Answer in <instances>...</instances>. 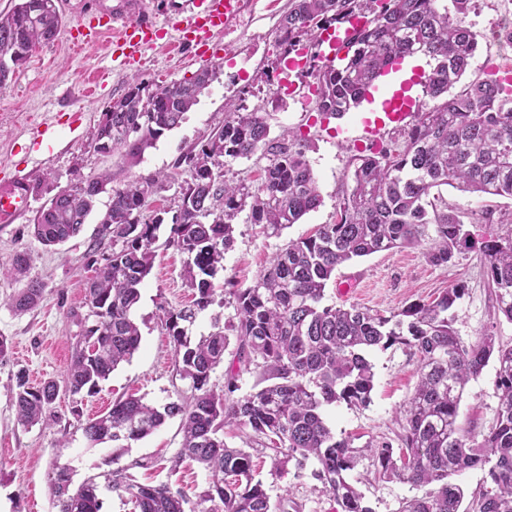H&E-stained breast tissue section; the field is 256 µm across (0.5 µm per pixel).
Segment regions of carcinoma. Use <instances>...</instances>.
I'll return each instance as SVG.
<instances>
[{"label": "carcinoma", "mask_w": 512, "mask_h": 512, "mask_svg": "<svg viewBox=\"0 0 512 512\" xmlns=\"http://www.w3.org/2000/svg\"><path fill=\"white\" fill-rule=\"evenodd\" d=\"M472 0H292L279 25L278 45L287 53L297 43L318 41L320 31L347 16L367 22L346 41L338 63L309 61L315 98L323 120L341 118L356 108L386 67L405 56L423 54L434 61L425 76L426 95L437 101L421 108L411 123L398 129L403 147H380L354 156L352 169L336 204V222L292 239L280 248L246 288L226 293L234 303L230 322L236 357L256 373L259 389L241 396L238 374L227 373L224 385L212 374L224 363L230 339L220 328L195 340L189 333L200 313L215 302L214 279L224 268V253L234 243L241 215L258 224L267 237L279 238L317 207L320 194L306 155V138L288 128L271 135L272 113L248 110L239 97L224 113L199 150L182 155L184 168L178 221L170 224L164 246L184 255V276L194 291L179 309L161 307L159 321L170 337L174 371L186 382L180 399L155 405L130 395L105 413L82 423L89 446L113 442L122 448L149 436L172 417H181L180 448L170 472L186 461L206 473L199 495L200 512H286L283 501L271 503L256 478L252 454L224 442V427L247 428L253 442L283 475L307 461L316 464L315 479L336 500L341 512H372L348 481L358 457L347 439H336L322 409L344 401L366 405L373 389V366L367 355L403 345L419 358L414 392L403 408L398 446L375 441V475L414 487L431 485L422 496L406 500L400 512H469L462 508L464 489L450 478L466 469L488 468L489 487L473 500L477 512H512V345L483 333L464 340L448 318L464 289L453 287L430 303H415L388 317L357 306L324 304L336 268L355 258L398 247L425 244L426 261L446 266L463 251L476 250L485 260L497 310L512 321V210L484 206L469 215L472 224H501L481 238L449 209L440 186L512 199V81L488 73L452 94L479 49L465 23ZM63 25L55 0H15L0 13V86L22 66L33 49L52 40ZM214 71L201 70L192 80L150 89L138 79L101 113L93 142L109 141L112 152L131 161L178 127L198 101ZM256 159L259 178H226V167ZM168 175L158 172L112 187L100 221L102 250L108 238L107 264L97 268L86 289L87 313L80 319L77 342L66 372V388L91 395L119 364L129 361L141 342L133 311L140 286L151 273L162 220L145 216L152 196ZM102 173L93 182L77 179L48 197L36 211L32 233L46 247L77 235L95 198L115 182ZM434 235H429V225ZM44 293L29 282L11 298L19 313L38 306ZM496 363L499 407L494 423L477 440L460 426L459 405L468 382L489 360ZM59 394L50 380L40 386L17 381V422L24 427L48 425ZM84 479L71 488V466L52 464L50 497L56 512H101V489L117 493L134 512H186L187 499L169 483L142 482L137 469H161L156 461L135 459Z\"/></svg>", "instance_id": "cac0c4a2"}]
</instances>
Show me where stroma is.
Here are the masks:
<instances>
[{
    "instance_id": "1",
    "label": "stroma",
    "mask_w": 512,
    "mask_h": 512,
    "mask_svg": "<svg viewBox=\"0 0 512 512\" xmlns=\"http://www.w3.org/2000/svg\"><path fill=\"white\" fill-rule=\"evenodd\" d=\"M290 7L289 0H245L241 13L222 30L214 32L207 53L188 46L171 51L165 41L131 56L112 53L111 35L81 53H72L69 40L87 8L86 0H64L60 12L65 24L56 40L35 48L31 57L0 88V171L22 178L43 171L58 187L77 176L95 177L104 172L117 180L170 173L176 160L200 147L213 128L224 122L225 105L247 92L248 107H270L272 76L281 50L277 29ZM467 26L477 34L479 51L464 76L472 81L505 70L512 64V42L503 38L512 29V0H473ZM216 74L174 130L165 133L140 161L128 165L117 155L94 152L92 138L100 115L124 94L126 83L138 78L149 87L192 78L202 69ZM105 78L96 96L85 87L93 71ZM272 107V106H271ZM275 109V108H274ZM363 108L342 118L322 121L315 100L298 94L284 96L271 122L272 133L285 128L301 130L310 148L307 157L318 180L320 203L281 238L263 234L259 225L239 223L234 243L224 254V268L217 276L225 287L248 286L286 240L309 235L319 225L336 220L337 193L354 155L367 146L361 124ZM108 194L98 196L82 231L64 244L48 248L35 239L29 219L0 227V257L23 252L29 257L25 278L0 275V336L9 342V353L0 361V512H53L49 474L56 455L72 467V482L105 470L113 452L111 444L88 447L81 418L108 411L116 399L134 394L154 404L177 400L184 387L173 377V347L158 320L160 307L179 308L192 298L182 272V255L172 248H158L150 275L141 288L135 310L142 341L139 350L122 363L95 394L72 398L60 394L50 426L18 424L13 396L18 374L40 372L42 379L63 381L82 328L74 314L81 311L87 281L95 266L90 252ZM44 283L39 305L15 313L9 297L28 280ZM463 286L465 294L452 308L453 326L464 339L484 332L499 342L512 344V322L498 313L487 286V270L478 251L457 255L452 264L430 265L422 247L395 248L358 258L340 266L326 288L325 301L357 305L389 316L414 303H428L448 288ZM374 387L364 406L336 403L325 416L337 438L350 439L359 455L350 472L351 483L364 495L373 512H399L416 488L396 480H379L366 444L385 437L397 440L402 432V412L418 380V356L402 345L369 353ZM499 405L494 365H487L468 384L460 405L459 422L465 432L481 436L494 421ZM179 418H172L150 436L135 442L124 458H170L180 446ZM257 476L271 499L286 497L290 512H336L337 504L326 493L311 469L301 476H276L269 457L255 453Z\"/></svg>"
}]
</instances>
